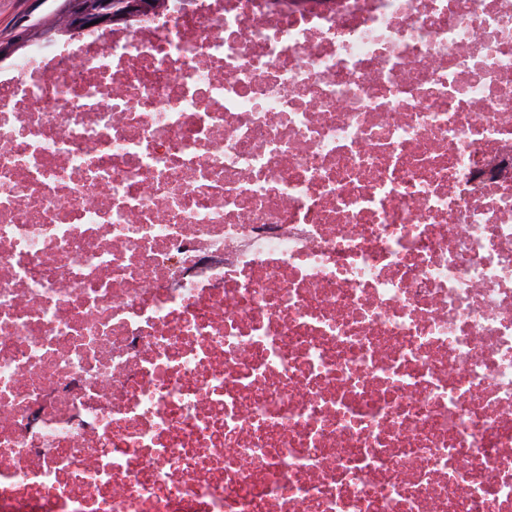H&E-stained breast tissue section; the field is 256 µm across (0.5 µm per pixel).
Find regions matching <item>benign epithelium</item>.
<instances>
[{
    "label": "benign epithelium",
    "instance_id": "benign-epithelium-1",
    "mask_svg": "<svg viewBox=\"0 0 512 512\" xmlns=\"http://www.w3.org/2000/svg\"><path fill=\"white\" fill-rule=\"evenodd\" d=\"M150 0H64L59 10L62 23L43 30L47 41H71L91 30L112 31V27L148 10Z\"/></svg>",
    "mask_w": 512,
    "mask_h": 512
}]
</instances>
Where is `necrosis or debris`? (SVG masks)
<instances>
[{
	"instance_id": "1",
	"label": "necrosis or debris",
	"mask_w": 512,
	"mask_h": 512,
	"mask_svg": "<svg viewBox=\"0 0 512 512\" xmlns=\"http://www.w3.org/2000/svg\"><path fill=\"white\" fill-rule=\"evenodd\" d=\"M0 512H512V0L0 66Z\"/></svg>"
}]
</instances>
